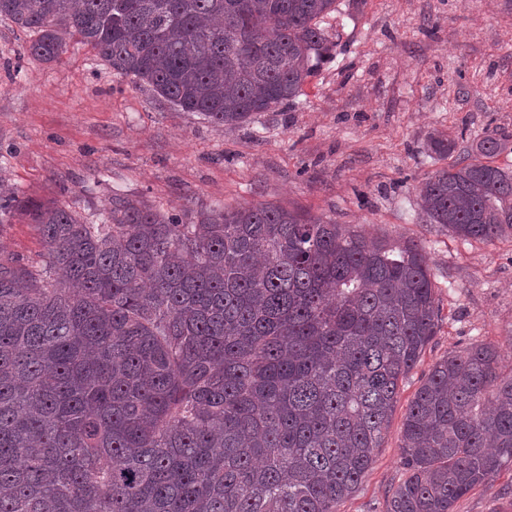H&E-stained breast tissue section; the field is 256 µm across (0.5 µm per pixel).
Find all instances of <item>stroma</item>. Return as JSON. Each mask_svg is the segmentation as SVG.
<instances>
[{
	"instance_id": "obj_1",
	"label": "stroma",
	"mask_w": 512,
	"mask_h": 512,
	"mask_svg": "<svg viewBox=\"0 0 512 512\" xmlns=\"http://www.w3.org/2000/svg\"><path fill=\"white\" fill-rule=\"evenodd\" d=\"M335 47L283 111L236 126L177 112L116 76L79 39L59 61L26 51L33 36L0 17V181L26 200H57L91 220L114 197L199 211L272 203L411 239L427 253L437 333L400 386L381 448L339 512H386L403 477L401 434L433 365L477 341L512 372V233L468 241L419 214V189L444 162L441 132L470 155L488 131L512 134V0H336ZM38 263L29 216L0 225V253ZM454 512H512V467Z\"/></svg>"
}]
</instances>
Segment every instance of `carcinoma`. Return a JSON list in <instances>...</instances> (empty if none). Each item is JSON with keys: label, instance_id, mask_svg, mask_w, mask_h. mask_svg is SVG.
<instances>
[{"label": "carcinoma", "instance_id": "carcinoma-1", "mask_svg": "<svg viewBox=\"0 0 512 512\" xmlns=\"http://www.w3.org/2000/svg\"><path fill=\"white\" fill-rule=\"evenodd\" d=\"M336 0H0L60 59L75 36L174 109L228 126L294 103L331 56ZM440 157L454 151L429 139ZM492 131L429 175L422 217L475 241L512 230ZM36 267L0 255V512H338L436 333L422 245L273 204L99 224L0 186ZM477 342L411 401L387 512H453L512 465V374Z\"/></svg>", "mask_w": 512, "mask_h": 512}]
</instances>
